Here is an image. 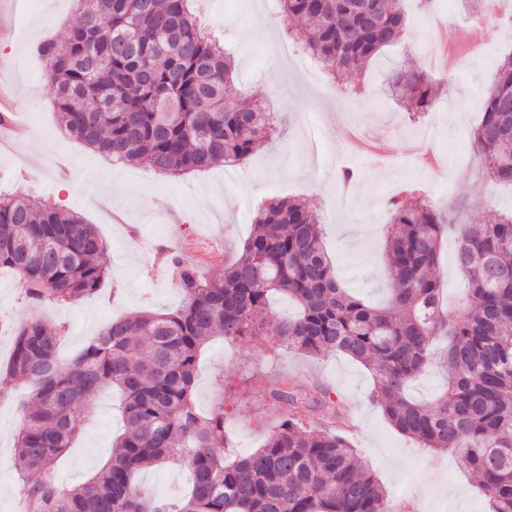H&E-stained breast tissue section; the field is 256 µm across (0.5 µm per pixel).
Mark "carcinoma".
Returning <instances> with one entry per match:
<instances>
[{"label": "carcinoma", "instance_id": "cac0c4a2", "mask_svg": "<svg viewBox=\"0 0 512 512\" xmlns=\"http://www.w3.org/2000/svg\"><path fill=\"white\" fill-rule=\"evenodd\" d=\"M77 2L65 40L37 46L68 138L115 163L170 175L242 165L269 138L268 105L247 90L227 95L232 56L201 27L190 0ZM281 2L305 24L288 36L332 78L362 71L406 27L402 0ZM387 92L417 112L435 98L420 69L391 71ZM472 139L486 176L512 185V56L498 67ZM414 194L403 187L388 201L385 309L341 288L307 200L272 199L258 207L243 253L218 278L158 246L156 261L175 273L183 306L113 319L65 367L57 361L62 328L40 310L112 278L107 244L74 211L23 192L0 194V268L15 275L33 310L10 324L12 349L0 364L1 381L32 384L15 444L23 512H388L386 489L346 436V403L329 395L272 389L278 428L252 453L224 458V409L203 415L194 403L198 353L214 336L259 338L312 356L339 352L369 367L395 429L425 448L459 450L492 512H512V212L471 226L460 223L464 200L443 210ZM456 224V265L472 301L449 311L432 270ZM274 294L293 300L298 316L268 325ZM437 336L448 339L447 389L432 404L417 403L405 391ZM106 387L123 395L125 429L94 475L60 486L51 469L76 437L75 409ZM170 459L190 467V494L144 493L137 475Z\"/></svg>", "mask_w": 512, "mask_h": 512}]
</instances>
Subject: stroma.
Returning a JSON list of instances; mask_svg holds the SVG:
<instances>
[{"instance_id":"obj_1","label":"stroma","mask_w":512,"mask_h":512,"mask_svg":"<svg viewBox=\"0 0 512 512\" xmlns=\"http://www.w3.org/2000/svg\"><path fill=\"white\" fill-rule=\"evenodd\" d=\"M404 7L408 26L401 41L355 77L362 92L345 99L335 90L345 76L314 77L283 53L296 22L285 16L281 0H193L201 22L224 21L234 89L271 97L282 130L251 157L242 181L225 177L220 166L172 176L115 165L65 137L35 45L62 38L77 4L0 0V18L12 25L0 40L15 62L16 119L28 128L27 143L0 153V192L20 188L47 206L77 211L106 240L107 258L124 284L118 294L106 284L77 302L43 309L50 325L65 328L61 360L78 353L114 316L182 305L172 278L147 275V243L166 242L193 261L197 254L185 248L186 239L209 231L224 251L204 272L220 275L247 240L256 206L272 198L303 197L314 204L340 284L375 305L388 298L385 202L401 183L416 182L437 206L464 197L463 219L474 226L512 210V189L480 172L471 139L498 64L512 53V25L481 23L482 43L460 55L455 80L433 63L430 30L460 11L459 0H435L428 9L422 0H405ZM395 68H421L430 76L437 96L426 112L412 114L385 95V78ZM344 167L361 173L346 194L336 185ZM286 381L305 386L310 395L328 391L348 402L349 439L385 486L391 512H490L475 477L458 467L456 453L430 451L399 433L383 413L373 371L341 353L310 356L252 339L213 337L200 352L194 393L200 412L224 411L225 456H243L264 444L281 421L269 392ZM22 387L19 380L0 384V512H10L18 496L15 439L22 414L15 396ZM119 406L118 394L106 390L91 411H78V440L53 467L59 485L85 480L108 460L122 426ZM138 481L157 496L177 499L188 493L191 474L187 463L172 461L142 472Z\"/></svg>"}]
</instances>
